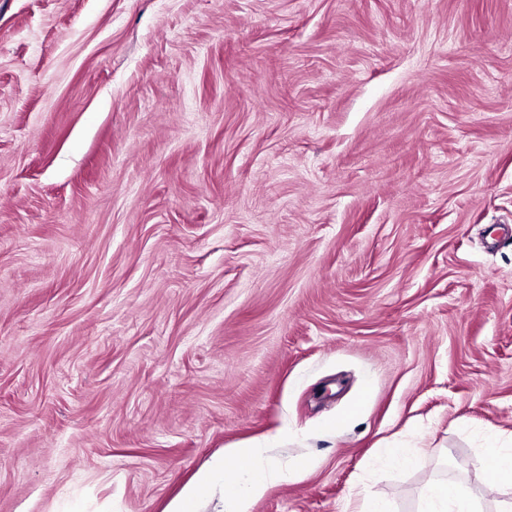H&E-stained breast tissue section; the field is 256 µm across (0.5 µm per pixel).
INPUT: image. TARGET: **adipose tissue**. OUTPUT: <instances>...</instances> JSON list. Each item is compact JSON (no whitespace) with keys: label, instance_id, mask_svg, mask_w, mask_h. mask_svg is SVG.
<instances>
[{"label":"adipose tissue","instance_id":"obj_1","mask_svg":"<svg viewBox=\"0 0 512 512\" xmlns=\"http://www.w3.org/2000/svg\"><path fill=\"white\" fill-rule=\"evenodd\" d=\"M235 467L227 469L215 456L167 507L166 512H199L210 499L213 512H248L254 499L273 483L287 480L288 472L265 462L259 448L234 451ZM481 494L464 483L431 481L420 490L421 512H481Z\"/></svg>","mask_w":512,"mask_h":512}]
</instances>
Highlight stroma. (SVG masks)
<instances>
[{"mask_svg": "<svg viewBox=\"0 0 512 512\" xmlns=\"http://www.w3.org/2000/svg\"><path fill=\"white\" fill-rule=\"evenodd\" d=\"M507 229L512 0H0V512H504ZM477 461L481 469L494 471L500 481L512 484V448L499 447L491 443ZM261 448H235L233 472L244 473L242 484L229 476L224 454L212 458L167 507L165 512H199L202 499L214 503L212 512H248L254 499L261 496L273 483L287 481V472L265 462ZM481 494L464 483L431 481L420 490V512H482Z\"/></svg>", "mask_w": 512, "mask_h": 512, "instance_id": "1", "label": "stroma"}]
</instances>
